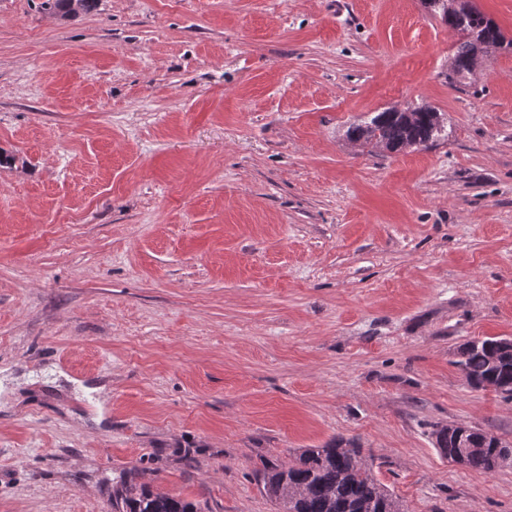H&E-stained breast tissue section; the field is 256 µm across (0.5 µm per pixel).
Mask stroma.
<instances>
[{"instance_id": "1", "label": "stroma", "mask_w": 512, "mask_h": 512, "mask_svg": "<svg viewBox=\"0 0 512 512\" xmlns=\"http://www.w3.org/2000/svg\"><path fill=\"white\" fill-rule=\"evenodd\" d=\"M458 38L422 0H0V512H278L264 466L339 437L405 512H512L432 435L512 444L455 364L512 337V49L453 84ZM417 105L429 147L345 137ZM99 0H45V5L60 17L68 18L92 10ZM112 507L118 512H196L191 502L178 497L155 494L145 488L130 487L115 496Z\"/></svg>"}]
</instances>
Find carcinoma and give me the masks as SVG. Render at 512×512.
<instances>
[{
  "label": "carcinoma",
  "instance_id": "carcinoma-1",
  "mask_svg": "<svg viewBox=\"0 0 512 512\" xmlns=\"http://www.w3.org/2000/svg\"><path fill=\"white\" fill-rule=\"evenodd\" d=\"M98 0H45L63 18L92 10ZM428 10L439 15L448 28L462 34L448 56V78H469L480 59L502 48H511L496 21L481 12L472 0H428ZM445 132L441 113L430 106L406 110L386 108L365 120L351 123L346 137L374 149L396 152L406 147H425ZM502 337L471 340L460 350L455 365L476 389L495 385L512 397V353L500 348ZM500 450L492 443L467 456L466 468L491 472ZM351 441L333 439L320 448H305L285 464L263 472L264 494L280 505L281 512H400L402 505L375 476L369 461ZM116 512H197L194 504L178 497L130 487L115 496Z\"/></svg>",
  "mask_w": 512,
  "mask_h": 512
}]
</instances>
